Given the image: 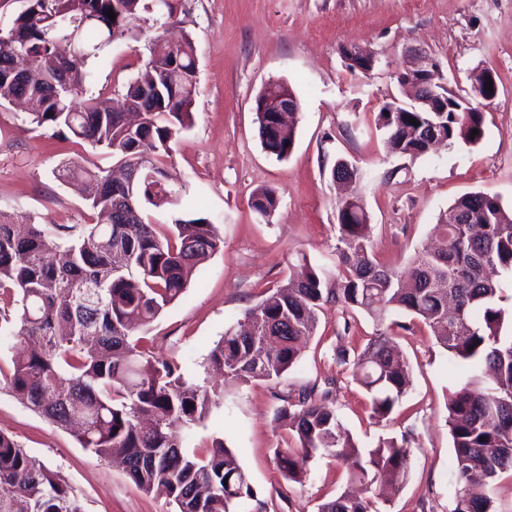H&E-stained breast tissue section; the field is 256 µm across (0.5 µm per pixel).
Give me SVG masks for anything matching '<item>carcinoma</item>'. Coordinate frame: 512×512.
<instances>
[{
  "label": "carcinoma",
  "mask_w": 512,
  "mask_h": 512,
  "mask_svg": "<svg viewBox=\"0 0 512 512\" xmlns=\"http://www.w3.org/2000/svg\"><path fill=\"white\" fill-rule=\"evenodd\" d=\"M11 25L0 27V106L23 98L30 122L56 135L108 150L141 171L139 193L123 205L112 171L69 163L54 171L81 186L97 222L80 226L17 224L0 210V327L28 348L0 367V385L51 424L71 431L101 460L121 458L143 492L163 491L177 512H237L256 499L235 452L215 439L189 452L193 427L219 408L223 395L189 381L176 362L158 357L147 334L153 322L186 292L197 267L223 247L207 217L178 206L167 230L145 213L166 180L171 143L194 123L197 58L192 40L169 37L174 0H23ZM114 11L116 19L108 17ZM149 37L144 70L126 85L139 123L94 92L87 69L117 40ZM294 95L268 84L256 98L264 149L283 160L292 152L293 127L261 111L266 96ZM416 120L418 125L411 124ZM390 151L418 157L441 144H476L485 134L482 112H404L387 102L379 112ZM477 135H472L473 130ZM279 202L273 188L255 191L253 210L269 217ZM112 212V221L103 213ZM336 262L289 274L275 293L247 307L250 331H224L208 364L234 384L279 380L298 361L296 344L315 333L329 302L363 311L380 325L354 355L356 379L370 397L371 417L389 418L410 387V367L392 336L405 325L388 316L404 311L421 321L435 343L463 366L466 381L448 397L454 448L452 512H496L490 487L512 473V331H503L502 283L512 273V211L484 192L460 197L433 227L435 247L403 268L373 256L371 225L361 205L338 201ZM294 444L275 451L284 477L303 482L295 456L333 459L361 493H342L318 512H373L376 487L400 486L409 474L408 442L380 439L362 449L344 426L328 393L316 387L280 396ZM0 512H83L73 489L0 432Z\"/></svg>",
  "instance_id": "cac0c4a2"
}]
</instances>
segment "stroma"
<instances>
[{
	"mask_svg": "<svg viewBox=\"0 0 512 512\" xmlns=\"http://www.w3.org/2000/svg\"><path fill=\"white\" fill-rule=\"evenodd\" d=\"M175 6L174 30L196 49L198 89L194 124L173 142L165 169L172 184L186 186L184 207L209 217L224 241L149 332L163 357L224 393L223 408L195 427L191 449L220 438L236 453L257 495L242 512L258 501L263 512H317L347 489L344 470L318 456L307 462L303 482L291 483L274 459L275 449L292 441L277 417L281 392L314 384L332 390L359 446L410 438L409 478L398 492L376 499V512H451L446 402L463 376L412 316L399 314L406 328L397 338L412 383L384 422L371 418L352 365L336 359L338 346L361 347L375 335L378 326L367 314L326 306L298 365L279 383L225 382L207 357L244 309L301 261H334L340 191L331 170L338 160L362 173L352 193L369 215L373 249L398 267L430 243L440 213L464 194L481 191L512 210V0H176ZM351 45L375 54L370 73L350 68L343 50ZM419 51L437 62L441 85L483 109L479 143L442 145L414 158L389 152L378 113L389 101L411 105L398 78ZM147 57L145 41L112 43L90 64L95 89L120 97ZM481 68L493 71L498 84L488 105L472 93V74ZM273 81L286 82L301 103L294 148L283 160L265 151L255 121V99ZM63 162L102 169L114 160L104 149L35 127L19 107H0L1 210L37 224L92 223L79 188L53 176ZM264 187L279 194L266 219L251 207L253 192ZM0 431L71 487L83 512H175L165 496L138 489L122 467L97 459L4 388Z\"/></svg>",
	"mask_w": 512,
	"mask_h": 512,
	"instance_id": "35a3bbf8",
	"label": "stroma"
}]
</instances>
